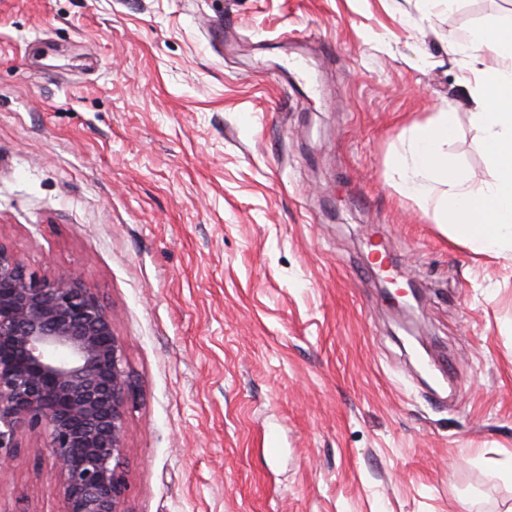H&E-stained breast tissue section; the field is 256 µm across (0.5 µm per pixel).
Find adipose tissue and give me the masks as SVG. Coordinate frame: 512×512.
Wrapping results in <instances>:
<instances>
[{
    "instance_id": "obj_1",
    "label": "adipose tissue",
    "mask_w": 512,
    "mask_h": 512,
    "mask_svg": "<svg viewBox=\"0 0 512 512\" xmlns=\"http://www.w3.org/2000/svg\"><path fill=\"white\" fill-rule=\"evenodd\" d=\"M453 53L478 62L474 72V122L496 164L490 184L474 185L448 163L446 146L454 133V115L436 113L409 144V161H397L404 191L431 202L437 223L477 252L512 255V22L496 23L454 40Z\"/></svg>"
}]
</instances>
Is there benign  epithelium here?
Here are the masks:
<instances>
[{
	"instance_id": "obj_1",
	"label": "benign epithelium",
	"mask_w": 512,
	"mask_h": 512,
	"mask_svg": "<svg viewBox=\"0 0 512 512\" xmlns=\"http://www.w3.org/2000/svg\"><path fill=\"white\" fill-rule=\"evenodd\" d=\"M379 288L414 334V284ZM137 397L99 297L76 274L40 276L0 246V449L44 433L65 512H122L126 412Z\"/></svg>"
}]
</instances>
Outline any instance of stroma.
Masks as SVG:
<instances>
[{
	"mask_svg": "<svg viewBox=\"0 0 512 512\" xmlns=\"http://www.w3.org/2000/svg\"><path fill=\"white\" fill-rule=\"evenodd\" d=\"M512 0H0V246L75 271L138 386L124 512H512V258L404 195ZM423 292L422 340L380 268ZM275 437L274 448L265 440ZM0 512H64L43 439Z\"/></svg>",
	"mask_w": 512,
	"mask_h": 512,
	"instance_id": "35a3bbf8",
	"label": "stroma"
}]
</instances>
